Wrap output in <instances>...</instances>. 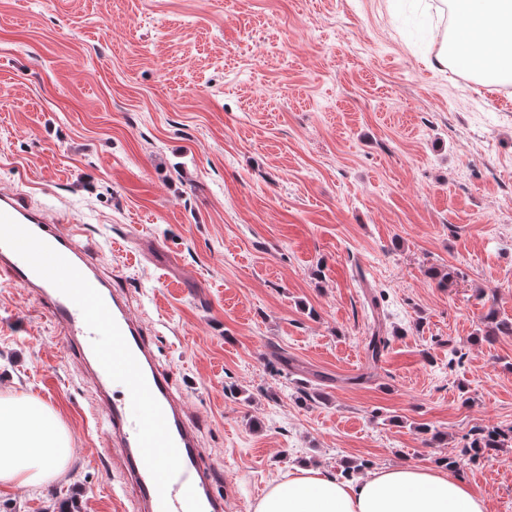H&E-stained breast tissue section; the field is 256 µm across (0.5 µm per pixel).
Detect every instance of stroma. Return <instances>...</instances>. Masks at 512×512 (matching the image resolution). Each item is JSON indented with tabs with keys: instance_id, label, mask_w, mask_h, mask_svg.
<instances>
[{
	"instance_id": "obj_1",
	"label": "stroma",
	"mask_w": 512,
	"mask_h": 512,
	"mask_svg": "<svg viewBox=\"0 0 512 512\" xmlns=\"http://www.w3.org/2000/svg\"><path fill=\"white\" fill-rule=\"evenodd\" d=\"M438 0H0V182L88 227L217 476L439 468L512 512V80L433 66ZM450 273L438 287L432 271ZM380 295L372 307V295ZM388 347L365 350L374 317ZM0 396L72 456L0 512H136L90 368L0 282ZM444 441H434V434Z\"/></svg>"
}]
</instances>
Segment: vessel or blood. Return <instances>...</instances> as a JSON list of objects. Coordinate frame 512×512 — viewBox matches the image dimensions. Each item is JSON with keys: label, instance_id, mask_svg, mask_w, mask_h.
<instances>
[{"label": "vessel or blood", "instance_id": "obj_1", "mask_svg": "<svg viewBox=\"0 0 512 512\" xmlns=\"http://www.w3.org/2000/svg\"><path fill=\"white\" fill-rule=\"evenodd\" d=\"M97 254L66 212L47 219L21 190L0 184V280L35 295L65 343L82 341L94 382L111 387L96 418L112 435L138 503L147 512H224L197 428L144 324L100 274ZM138 399L145 409L130 415Z\"/></svg>", "mask_w": 512, "mask_h": 512}]
</instances>
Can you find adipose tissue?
<instances>
[{
    "label": "adipose tissue",
    "instance_id": "obj_1",
    "mask_svg": "<svg viewBox=\"0 0 512 512\" xmlns=\"http://www.w3.org/2000/svg\"><path fill=\"white\" fill-rule=\"evenodd\" d=\"M455 35L439 66L456 63L488 77L512 76V0H454ZM55 412L34 398L0 397V486L53 482L71 455ZM254 512H485L481 493L447 474L397 466L353 481L300 467L269 485Z\"/></svg>",
    "mask_w": 512,
    "mask_h": 512
}]
</instances>
